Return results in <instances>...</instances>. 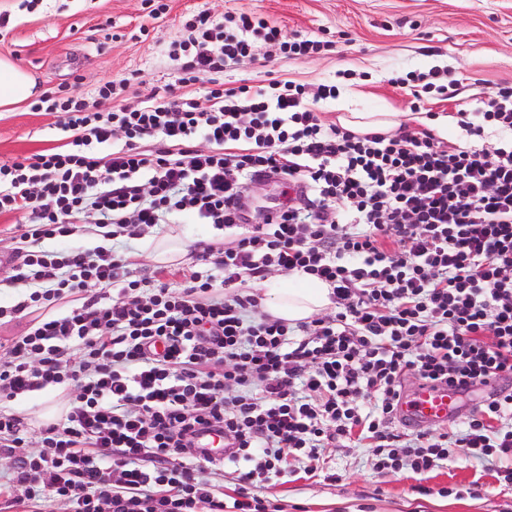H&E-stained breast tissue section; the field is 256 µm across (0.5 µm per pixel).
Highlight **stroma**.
Returning a JSON list of instances; mask_svg holds the SVG:
<instances>
[{
    "label": "stroma",
    "instance_id": "obj_1",
    "mask_svg": "<svg viewBox=\"0 0 512 512\" xmlns=\"http://www.w3.org/2000/svg\"><path fill=\"white\" fill-rule=\"evenodd\" d=\"M168 10L152 17L145 0H0V56L31 72L42 93L65 86L92 98L108 81H127L120 103L136 105L153 92L175 85L179 62L164 52L181 39L182 20L191 12L211 16L240 12L264 16L285 39L332 41L310 57L287 55L259 46L254 60L230 62L220 73L225 86L290 81L311 88L332 83L335 98L316 103L328 123L338 104L350 112H396L409 129L428 127L435 137L463 146L493 148V136H467L457 124L459 109L480 105L497 84L512 82V0H165ZM442 72L448 97L434 100L431 113L414 111L408 91L392 85L409 72ZM56 112H36L31 102L0 112V160L23 158L60 147L65 135ZM275 180L252 181L242 198L248 224H264L271 207L303 204ZM21 216L0 215V358L11 341L38 313L16 315L12 306L29 290L14 280L22 262L17 252ZM204 238L214 247L230 246L234 235L209 224L182 218L158 224L132 238H105L88 224L78 245L112 247L134 277L160 276L178 286L182 278L162 271L142 242L167 234ZM306 462L289 458L279 479L261 483L256 493L283 512H512V488L497 479L495 461H472L450 449L447 460L424 474L411 470L379 471L373 466L370 440L333 442L322 451L319 469L305 473Z\"/></svg>",
    "mask_w": 512,
    "mask_h": 512
}]
</instances>
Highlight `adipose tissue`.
Listing matches in <instances>:
<instances>
[{
    "label": "adipose tissue",
    "instance_id": "ef3b65f1",
    "mask_svg": "<svg viewBox=\"0 0 512 512\" xmlns=\"http://www.w3.org/2000/svg\"><path fill=\"white\" fill-rule=\"evenodd\" d=\"M34 87V79L26 70L9 58L0 57V108L7 110L29 100ZM331 304V287L300 270L271 282L260 299L265 314L291 325L309 321Z\"/></svg>",
    "mask_w": 512,
    "mask_h": 512
}]
</instances>
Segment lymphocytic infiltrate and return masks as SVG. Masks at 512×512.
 I'll return each mask as SVG.
<instances>
[{
  "instance_id": "obj_1",
  "label": "lymphocytic infiltrate",
  "mask_w": 512,
  "mask_h": 512,
  "mask_svg": "<svg viewBox=\"0 0 512 512\" xmlns=\"http://www.w3.org/2000/svg\"><path fill=\"white\" fill-rule=\"evenodd\" d=\"M183 27L168 47L187 60L183 93L105 112L64 90L42 96L34 111L60 113L67 143L0 162V214L26 220L17 277L32 290L18 308L52 311L8 346L0 396L73 393L35 456L17 453L23 417L0 409L11 487L71 512H224L199 472L226 462L242 482L266 481L288 457L318 460L355 433L374 440L376 469L426 472L453 447L500 462L511 486V392L485 399L460 431L408 434L396 422L405 374L464 390L512 375V83L458 112L471 134L498 133L491 151L427 129L357 134L322 122L292 82L210 80L260 41L297 56L324 42L284 40L253 13L201 12ZM118 134L124 144L110 150ZM257 177L310 195L244 229L240 200ZM172 213L241 231L235 246L204 249L177 291L133 278L102 246L41 248L92 216L134 236ZM274 269L328 283L335 313L293 327L236 292ZM78 293L82 304L66 305ZM207 432L223 436V459L201 446Z\"/></svg>"
}]
</instances>
